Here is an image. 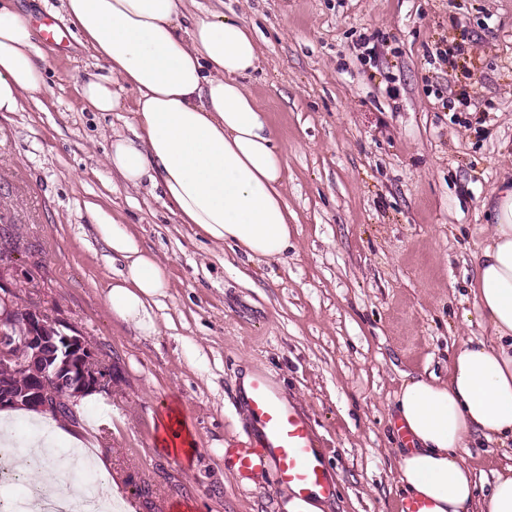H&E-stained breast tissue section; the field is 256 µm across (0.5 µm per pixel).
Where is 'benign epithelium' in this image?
<instances>
[{
  "label": "benign epithelium",
  "mask_w": 512,
  "mask_h": 512,
  "mask_svg": "<svg viewBox=\"0 0 512 512\" xmlns=\"http://www.w3.org/2000/svg\"><path fill=\"white\" fill-rule=\"evenodd\" d=\"M12 263L0 261V409L75 411L78 400L108 392L111 369L78 329L46 312L26 307L13 287ZM25 333L16 336L13 326Z\"/></svg>",
  "instance_id": "obj_1"
}]
</instances>
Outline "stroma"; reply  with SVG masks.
Listing matches in <instances>:
<instances>
[{"label":"stroma","mask_w":512,"mask_h":512,"mask_svg":"<svg viewBox=\"0 0 512 512\" xmlns=\"http://www.w3.org/2000/svg\"><path fill=\"white\" fill-rule=\"evenodd\" d=\"M59 6L16 3L64 41L36 42L39 103L0 112V215L19 239L22 297L112 368L111 391L76 409L85 455L110 462L133 512H283L271 468L237 466L253 440L239 396L249 366L309 421L334 476L328 512H398L395 395L409 373L447 380L452 350L485 334L473 282L512 179V0H187L188 14L224 12L259 43L244 85L287 160L292 246L279 262L211 245L160 193L112 172L106 151L134 125V94L115 112L83 109L84 70L108 69ZM363 34L378 46L366 61ZM442 41L466 44L468 63L435 60ZM462 88L472 107L449 108ZM104 224L128 226L168 269L153 335L105 305L118 266ZM169 404L196 436L190 456L155 443ZM511 455L473 442L481 491Z\"/></svg>","instance_id":"obj_1"}]
</instances>
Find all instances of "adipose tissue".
I'll list each match as a JSON object with an SVG mask.
<instances>
[{"label": "adipose tissue", "mask_w": 512, "mask_h": 512, "mask_svg": "<svg viewBox=\"0 0 512 512\" xmlns=\"http://www.w3.org/2000/svg\"><path fill=\"white\" fill-rule=\"evenodd\" d=\"M92 58L110 77L87 73L82 104L115 112L135 94V130L112 137L107 161L125 182L161 190L181 223L251 261L284 257L291 240L284 190L286 158L269 118L242 83L260 50L241 22L212 13L188 17L185 0H61ZM44 70L29 23L0 0V112H17L41 89ZM495 222L476 258L479 323L488 338L464 342L441 382L407 375L395 396L409 434L398 460L405 499L429 512H512V465L478 496L461 450L469 441L512 442V185L493 205ZM123 272L106 293L109 311L142 332L156 330L152 305L170 279L166 266L119 224L101 227ZM159 446L191 454L196 437L183 414H166Z\"/></svg>", "instance_id": "obj_1"}]
</instances>
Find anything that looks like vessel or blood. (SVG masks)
Returning a JSON list of instances; mask_svg holds the SVG:
<instances>
[{
  "instance_id": "obj_1",
  "label": "vessel or blood",
  "mask_w": 512,
  "mask_h": 512,
  "mask_svg": "<svg viewBox=\"0 0 512 512\" xmlns=\"http://www.w3.org/2000/svg\"><path fill=\"white\" fill-rule=\"evenodd\" d=\"M247 401L260 438L256 447L241 452L240 468L250 471L267 459L276 483L294 488L299 498H306L317 489L331 493L309 423L283 404L266 375H256L252 380Z\"/></svg>"
}]
</instances>
